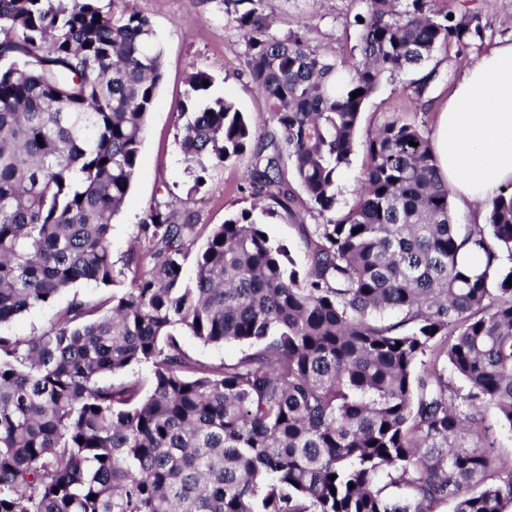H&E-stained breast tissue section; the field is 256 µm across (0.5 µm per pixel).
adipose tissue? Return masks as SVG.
I'll list each match as a JSON object with an SVG mask.
<instances>
[{
    "label": "adipose tissue",
    "mask_w": 512,
    "mask_h": 512,
    "mask_svg": "<svg viewBox=\"0 0 512 512\" xmlns=\"http://www.w3.org/2000/svg\"><path fill=\"white\" fill-rule=\"evenodd\" d=\"M433 146L460 206L492 199L512 183V42L463 69L439 114Z\"/></svg>",
    "instance_id": "ef3b65f1"
}]
</instances>
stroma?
Returning a JSON list of instances; mask_svg holds the SVG:
<instances>
[{"label": "stroma", "mask_w": 512, "mask_h": 512, "mask_svg": "<svg viewBox=\"0 0 512 512\" xmlns=\"http://www.w3.org/2000/svg\"><path fill=\"white\" fill-rule=\"evenodd\" d=\"M146 16L164 49V78L153 108L147 116L140 151L138 172L121 213L112 226L113 260H123L138 235V225L152 199L173 195L181 216L204 226L223 223L229 214L249 207L250 197L239 190L250 166L249 157L235 164L210 169L208 183L192 191L194 175L180 145V106L185 99L186 76L203 70L214 79L213 91L231 97L251 118L261 120L262 131L272 132L267 124L265 99L249 82L244 64V46L232 31L224 0H132ZM436 10L470 20L480 27L481 37L466 39L449 53H438L433 63L445 72L443 81L434 83L426 100L415 94L419 72L382 82L367 101L360 124V135L386 120L401 118L433 132L437 114L462 69L475 62L500 40L512 41V0H434ZM364 0H267L266 12L274 33L283 34L303 26L309 45L319 53L347 62L358 57V30L355 14L364 12ZM292 214L268 220L264 229L271 240L287 243L298 267L308 264V249L303 225L320 223L303 192H296ZM98 298L99 288L80 285L76 292L60 294L46 307L31 309L16 317L7 329L19 336L42 330L65 309L73 295Z\"/></svg>", "instance_id": "stroma-1"}]
</instances>
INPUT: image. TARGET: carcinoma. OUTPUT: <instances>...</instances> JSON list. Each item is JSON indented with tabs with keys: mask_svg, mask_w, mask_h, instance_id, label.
I'll return each instance as SVG.
<instances>
[{
	"mask_svg": "<svg viewBox=\"0 0 512 512\" xmlns=\"http://www.w3.org/2000/svg\"><path fill=\"white\" fill-rule=\"evenodd\" d=\"M230 1L277 135L251 149L258 125L209 73L188 76L193 189L249 152L252 198L212 226L189 286L195 225L171 201L148 205L147 249L110 248L164 77L150 20L130 0H0V326L81 282L124 287L0 332V512H506L512 464L481 411L512 430V190L486 223H456L431 140L392 119L336 214L367 99L467 25L432 0H365L349 66L273 33L264 0ZM286 160L325 217L305 270L264 230L294 202ZM185 334L244 350L203 362ZM140 364L146 394L98 383ZM382 472L403 496L383 495Z\"/></svg>",
	"mask_w": 512,
	"mask_h": 512,
	"instance_id": "cac0c4a2",
	"label": "carcinoma"
}]
</instances>
